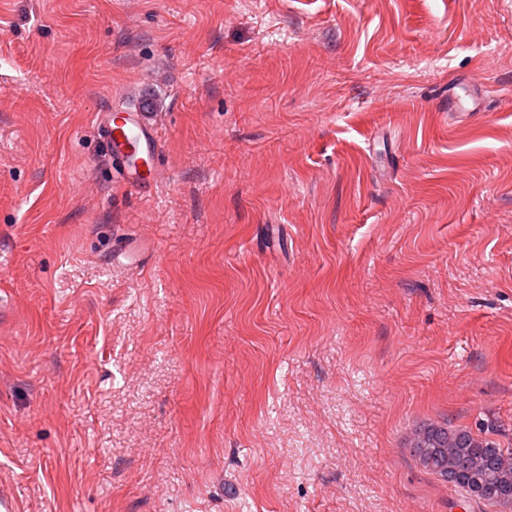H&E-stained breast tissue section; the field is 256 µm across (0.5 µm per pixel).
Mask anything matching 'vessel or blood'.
<instances>
[{
	"mask_svg": "<svg viewBox=\"0 0 512 512\" xmlns=\"http://www.w3.org/2000/svg\"><path fill=\"white\" fill-rule=\"evenodd\" d=\"M448 109L452 112H478L482 109V95L477 89L448 90ZM96 129L105 142L109 157L121 167V178L130 187L147 192L160 180L150 156L158 146L155 128L139 109L117 106L101 113Z\"/></svg>",
	"mask_w": 512,
	"mask_h": 512,
	"instance_id": "obj_1",
	"label": "vessel or blood"
}]
</instances>
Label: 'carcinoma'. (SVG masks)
<instances>
[{
    "label": "carcinoma",
    "instance_id": "carcinoma-1",
    "mask_svg": "<svg viewBox=\"0 0 512 512\" xmlns=\"http://www.w3.org/2000/svg\"><path fill=\"white\" fill-rule=\"evenodd\" d=\"M408 446L419 463L443 481L457 473L455 487L463 498L512 512V448L446 424L416 428Z\"/></svg>",
    "mask_w": 512,
    "mask_h": 512
}]
</instances>
